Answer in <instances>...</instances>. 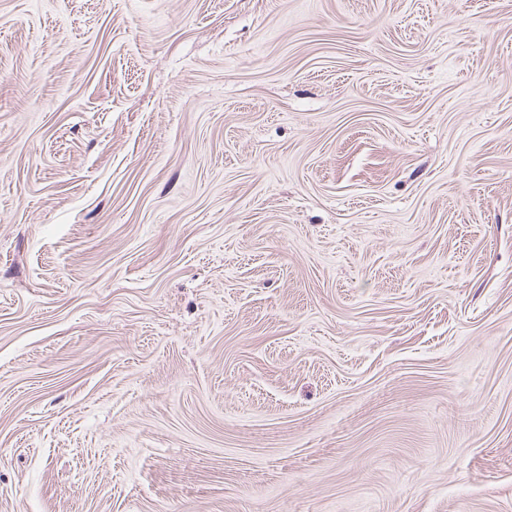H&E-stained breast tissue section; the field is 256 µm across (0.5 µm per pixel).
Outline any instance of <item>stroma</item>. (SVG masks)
<instances>
[{"label":"stroma","instance_id":"1","mask_svg":"<svg viewBox=\"0 0 512 512\" xmlns=\"http://www.w3.org/2000/svg\"><path fill=\"white\" fill-rule=\"evenodd\" d=\"M0 512H512V0H0Z\"/></svg>","mask_w":512,"mask_h":512}]
</instances>
